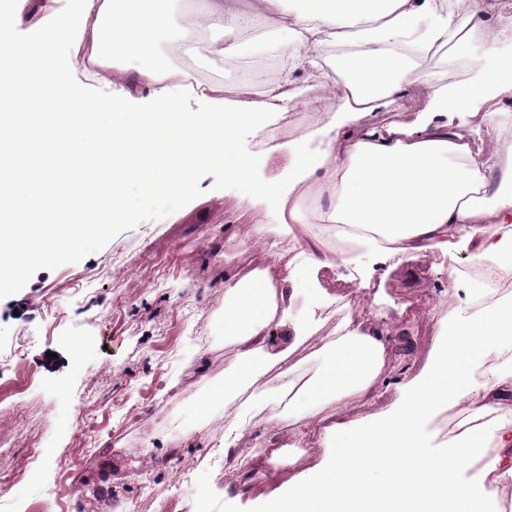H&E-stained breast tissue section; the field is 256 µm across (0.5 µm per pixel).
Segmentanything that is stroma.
<instances>
[{
	"label": "stroma",
	"mask_w": 512,
	"mask_h": 512,
	"mask_svg": "<svg viewBox=\"0 0 512 512\" xmlns=\"http://www.w3.org/2000/svg\"><path fill=\"white\" fill-rule=\"evenodd\" d=\"M126 193L129 220L87 235L74 256L32 265L0 290V436L12 448L0 469L14 512H94L102 490L115 512H259L272 478L316 466L326 441L298 444L287 431L260 434L262 447L296 456V466L257 469L248 448L224 454V430L239 409L213 400L236 351L224 333L227 281L253 271L256 258L287 245L285 225L241 248L259 209L249 186L223 168L201 171L177 194ZM421 253L386 275L363 280L353 268L311 275L305 255L276 280L291 319L312 302L310 278L327 295L319 330L296 374L322 367L320 339L347 311L378 316L391 343L389 366L405 382L426 365L443 289L467 263ZM43 453L29 462V447Z\"/></svg>",
	"instance_id": "35a3bbf8"
}]
</instances>
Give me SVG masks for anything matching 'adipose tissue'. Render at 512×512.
Wrapping results in <instances>:
<instances>
[{
  "label": "adipose tissue",
  "instance_id": "obj_1",
  "mask_svg": "<svg viewBox=\"0 0 512 512\" xmlns=\"http://www.w3.org/2000/svg\"><path fill=\"white\" fill-rule=\"evenodd\" d=\"M23 26L31 36L15 37ZM255 27L280 37L258 85L187 84L147 60L167 34L178 50L201 43L211 60H237L239 34ZM62 42L106 94L66 89ZM437 57L457 70L429 72ZM307 83L318 97L305 98ZM140 88L149 95L138 100ZM409 96L420 102L413 121L361 126ZM308 108L318 127L289 141L287 186L257 181L237 129L259 132L273 115ZM511 114L512 0H38L29 14L0 0V288L77 236L124 222L128 182L175 194L213 165L271 199L289 225L277 264L293 266L295 249L315 272L362 251L398 264L468 248L472 260L512 268ZM59 210L66 223H48ZM479 292L448 288L461 315L438 319L432 357L399 406L361 424L333 411L387 384L389 348L367 319L346 314L321 348L305 409L271 413L265 427L348 443L274 488L263 512H492L512 492V301L470 311ZM278 295L259 270L224 297L238 349L224 384L250 387L254 403L279 398L262 378L305 341L297 328L283 335ZM445 410L467 430L429 452L423 430Z\"/></svg>",
  "mask_w": 512,
  "mask_h": 512
}]
</instances>
